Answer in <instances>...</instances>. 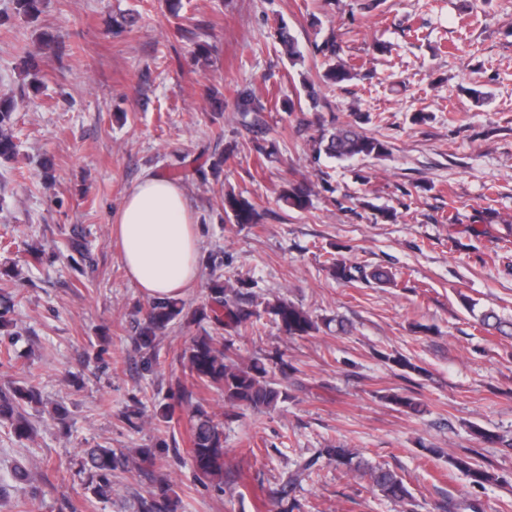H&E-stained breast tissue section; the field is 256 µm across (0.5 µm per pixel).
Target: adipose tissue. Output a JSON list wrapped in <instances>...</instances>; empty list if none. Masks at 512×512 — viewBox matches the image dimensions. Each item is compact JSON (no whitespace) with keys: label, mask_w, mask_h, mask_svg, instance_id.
<instances>
[{"label":"adipose tissue","mask_w":512,"mask_h":512,"mask_svg":"<svg viewBox=\"0 0 512 512\" xmlns=\"http://www.w3.org/2000/svg\"><path fill=\"white\" fill-rule=\"evenodd\" d=\"M182 186L163 174L142 177L112 220L132 282L150 299L181 297L199 276L200 243Z\"/></svg>","instance_id":"obj_1"}]
</instances>
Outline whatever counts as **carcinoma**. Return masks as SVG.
Wrapping results in <instances>:
<instances>
[{"label":"carcinoma","mask_w":512,"mask_h":512,"mask_svg":"<svg viewBox=\"0 0 512 512\" xmlns=\"http://www.w3.org/2000/svg\"><path fill=\"white\" fill-rule=\"evenodd\" d=\"M16 10L31 21L38 19L42 0H15ZM276 43L283 54L295 62L301 59L297 40L287 23L277 26L274 32ZM327 67L322 79L332 84H341L354 76L355 67L336 61V41L329 39L320 49ZM19 99L0 96V159L13 160L17 157L18 145L13 138L14 113ZM242 125L252 129L264 125L262 112L265 106L246 94L236 103ZM314 152L324 154L338 161H347L363 157H380L388 153L387 142L374 136H368L348 123L323 133L315 140ZM312 188L302 181H290L283 187L281 199L290 207L306 210L311 206ZM224 213L230 214L236 224H255L259 212L256 205L241 194L224 195ZM328 271L337 280L345 283L368 282L375 280L383 284H395L394 276L384 270L366 271L360 266L335 260ZM266 314L289 336H308L317 330L312 316L303 308L285 299L275 301L244 300L241 292L224 285V279L217 276L209 287V302L201 312V319L211 322L216 329L229 333ZM185 317V304L175 298H158L149 302L146 321L136 326V340L143 351L144 363L149 365L158 356V335L179 318ZM181 373L199 390L216 389L224 395V401L233 407H246L256 412L272 409L287 399L286 391L269 379L275 369H284L283 359L266 363L261 358L251 363H239L231 337L213 336L208 331L193 336L180 354ZM387 400L406 413L419 411V403L411 396L391 394ZM41 403L38 388L30 384L24 387L0 389V425H5L18 439L28 438L33 427L20 412L21 403ZM191 463L195 471L206 478L223 483L224 478V430L215 414L197 402L192 406L190 415ZM326 458L346 467L360 468L361 463L353 462L356 453L342 445L334 448H322L317 455L307 459L301 466L288 472L282 479L277 491V503L281 512H288V496L303 480L312 473L319 459ZM448 462L462 472L470 482L477 486L490 484L498 480L489 469L469 456L448 458ZM122 463V456L109 447L87 448L80 458V467L86 475V489L96 498L105 499L112 495V471ZM372 487L380 494L397 503L412 499V494L404 479L390 469L369 468ZM141 512H177L179 500L171 493L168 483L163 479L155 480L149 497L140 502Z\"/></svg>","instance_id":"cac0c4a2"}]
</instances>
